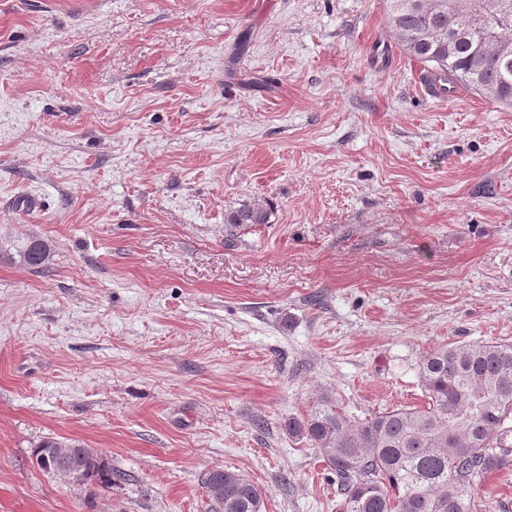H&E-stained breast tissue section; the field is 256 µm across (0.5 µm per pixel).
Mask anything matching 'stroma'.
Here are the masks:
<instances>
[{
    "label": "stroma",
    "instance_id": "35a3bbf8",
    "mask_svg": "<svg viewBox=\"0 0 512 512\" xmlns=\"http://www.w3.org/2000/svg\"><path fill=\"white\" fill-rule=\"evenodd\" d=\"M426 72L384 0H0V512H211L213 468L337 512L289 419L423 406L421 355L512 342V105ZM47 438L122 479L44 473ZM473 493L512 512V469ZM270 221V211L260 203L243 204L225 215L226 224L241 227L243 224H266ZM22 263L31 269H42L49 265L52 258L51 246L42 239L28 238L19 247Z\"/></svg>",
    "mask_w": 512,
    "mask_h": 512
}]
</instances>
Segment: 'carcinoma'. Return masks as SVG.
Returning a JSON list of instances; mask_svg holds the SVG:
<instances>
[{"instance_id": "1", "label": "carcinoma", "mask_w": 512, "mask_h": 512, "mask_svg": "<svg viewBox=\"0 0 512 512\" xmlns=\"http://www.w3.org/2000/svg\"><path fill=\"white\" fill-rule=\"evenodd\" d=\"M388 23L410 57L433 67L451 86L474 89L488 99L512 104V0H493L486 37L461 25V16L436 0H387ZM438 28L451 44L426 39ZM270 211L243 204L225 215L235 227L267 224ZM22 263L42 269L51 246L28 238L19 247ZM428 403L397 407L351 418L328 395L315 399L303 418L288 421V434L307 440L336 472L341 486L339 512H483L469 490L488 474L512 467V343L473 342L442 346L419 360ZM48 474L63 461L71 483L112 485L121 475L90 448L47 439L33 450ZM215 512H261L259 488L246 477L214 469L204 479Z\"/></svg>"}]
</instances>
